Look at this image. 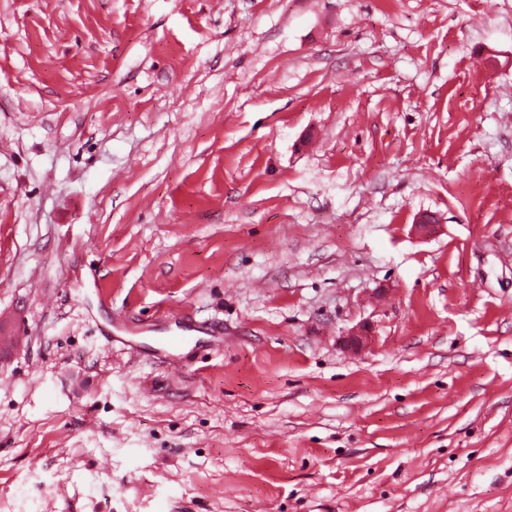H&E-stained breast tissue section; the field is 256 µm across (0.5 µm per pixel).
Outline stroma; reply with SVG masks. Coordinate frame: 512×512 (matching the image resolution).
<instances>
[{
  "label": "stroma",
  "mask_w": 512,
  "mask_h": 512,
  "mask_svg": "<svg viewBox=\"0 0 512 512\" xmlns=\"http://www.w3.org/2000/svg\"><path fill=\"white\" fill-rule=\"evenodd\" d=\"M0 512H512V0H0Z\"/></svg>",
  "instance_id": "obj_1"
}]
</instances>
